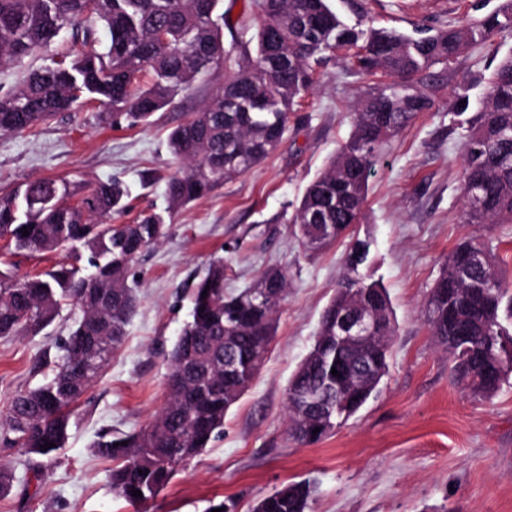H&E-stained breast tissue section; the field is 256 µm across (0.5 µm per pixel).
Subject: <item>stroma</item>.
<instances>
[{
	"mask_svg": "<svg viewBox=\"0 0 512 512\" xmlns=\"http://www.w3.org/2000/svg\"><path fill=\"white\" fill-rule=\"evenodd\" d=\"M502 0H331L347 23L359 17L406 34L439 29ZM72 41L65 30L47 47L0 71V91L33 68L59 58ZM512 53V31L473 45L451 68L433 67L424 85L433 105L384 146L369 180L364 220L353 237L369 241L364 275L387 288L399 331L389 371L376 397L321 442L301 446L286 426L288 380L310 349L321 314L343 271L349 240L310 253L288 216L309 182L351 130L354 92L376 77L339 59L326 62L303 100L301 121L252 173L224 182L174 214L167 235L132 265L138 305L126 335L81 399L69 437L42 478L18 449L0 446V464L14 474L0 512H135L113 494L111 460L93 446L104 429L120 437L148 425L167 398L164 355L189 314L188 293L209 264L223 260L224 286H252L269 268L288 275L269 356L250 389L224 418V433L181 468L147 512H206L210 502L252 512L288 482L313 488L309 512H512V376L488 399L471 398L450 373L421 310L449 253L463 240L491 243L506 285L512 286V224L462 219L464 117L450 110L452 92L485 87L480 74ZM215 73L178 97L151 124L113 125L99 104L57 113L35 130L0 133V191L35 178L95 184L118 179L130 190L116 224L165 207L166 180L180 165L170 130L222 85ZM352 237V238H353ZM62 253H17L0 240V269L34 275L65 261ZM77 307L37 334L0 339V413L15 391L50 376L38 362L56 356Z\"/></svg>",
	"mask_w": 512,
	"mask_h": 512,
	"instance_id": "35a3bbf8",
	"label": "stroma"
}]
</instances>
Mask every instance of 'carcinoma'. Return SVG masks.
<instances>
[{
  "label": "carcinoma",
  "instance_id": "carcinoma-1",
  "mask_svg": "<svg viewBox=\"0 0 512 512\" xmlns=\"http://www.w3.org/2000/svg\"><path fill=\"white\" fill-rule=\"evenodd\" d=\"M222 0H0V69L21 62L72 28L74 43L59 59L30 71L0 94V132L30 131L59 112L96 102L112 120L147 123L202 77L224 71V84L169 135L183 166L169 177L162 213L134 224H114L126 210L129 188L113 179L87 187L76 203L72 184L41 178L0 195V240L16 252L68 253L73 262L32 277L0 271V338L50 325L67 306L81 316L70 328L52 376L16 391L0 415V443L24 454L50 457L68 437L72 409L121 344L136 308L130 264L165 235V217L255 169L286 138L288 116L316 82L324 60L352 52L357 72L392 81L357 97L347 140L306 186L288 223L309 252H317L360 223L379 145L432 102L421 73L449 67L470 45L512 29V0L496 11L417 35L346 24L329 0H251L230 43ZM105 50L95 48L100 29ZM512 55L487 81L462 149V199L475 190L479 205L463 203L466 224H512ZM28 235H23V231ZM476 252L482 269L462 273L455 259ZM370 243L352 241L345 272L325 307L313 344L286 389L288 435L300 445L321 441L346 423L377 391L388 370L398 326L386 288L361 273ZM258 288L228 293L224 262L209 265L191 292L190 320L167 355L169 375L195 372L168 393L162 411L124 437L105 431L94 443L112 460L113 492L133 506L154 500L180 466L220 437L224 418L271 351L289 282L277 268ZM207 297H202V293ZM382 311L386 338L366 346L336 341V319L350 303ZM424 321L448 354L454 379L488 399L512 374V290L484 242L465 240L449 254L424 304ZM235 366L224 369V352ZM378 365L367 384L361 363ZM336 369L339 375L331 374ZM315 394L322 413L302 409ZM319 432L312 433V430ZM51 448L44 450L42 445ZM139 490L142 496H133ZM310 483L293 482L262 498L254 512H307Z\"/></svg>",
  "mask_w": 512,
  "mask_h": 512
}]
</instances>
